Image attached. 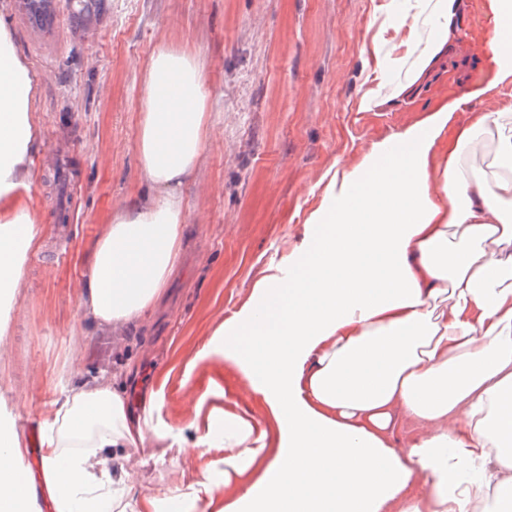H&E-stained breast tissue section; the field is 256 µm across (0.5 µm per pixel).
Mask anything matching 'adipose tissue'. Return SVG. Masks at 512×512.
I'll return each instance as SVG.
<instances>
[{
    "label": "adipose tissue",
    "mask_w": 512,
    "mask_h": 512,
    "mask_svg": "<svg viewBox=\"0 0 512 512\" xmlns=\"http://www.w3.org/2000/svg\"><path fill=\"white\" fill-rule=\"evenodd\" d=\"M454 0H411L386 10L372 38L389 72H422L448 42ZM496 28L486 51L499 80L512 77V0H489ZM423 44L414 61L394 33ZM139 167L157 193L117 209L99 238L81 293L103 325L142 319L166 290L185 230L180 187L212 128L199 56L161 43L143 76ZM36 82L0 21V299L16 295L43 225L22 194L40 141ZM447 109L374 146L333 177L328 206L309 218L303 249L269 267L224 326V356L269 409L271 424L228 410L222 438L172 434L180 456L224 451L219 512H472L487 487L512 498V135L499 169L472 178L465 144L512 125V107L463 129L443 165L435 148ZM132 413L125 386L79 381L54 401L42 430V467L55 512H192L185 493L132 497L130 448L159 419L150 395ZM426 426L404 449L401 420ZM22 450L0 430V512L31 495L14 466Z\"/></svg>",
    "instance_id": "ef3b65f1"
}]
</instances>
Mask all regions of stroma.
Listing matches in <instances>:
<instances>
[{
    "instance_id": "1",
    "label": "stroma",
    "mask_w": 512,
    "mask_h": 512,
    "mask_svg": "<svg viewBox=\"0 0 512 512\" xmlns=\"http://www.w3.org/2000/svg\"><path fill=\"white\" fill-rule=\"evenodd\" d=\"M54 2L45 28L20 14L19 0L4 16L36 79L41 145L27 194L46 233L0 335V412L37 423L70 384L131 364L130 400L161 392V420L186 440L200 426L223 430L229 400L263 416L219 333L266 269L301 249L336 169L441 106L452 112L450 141L512 107V78L495 83L484 55L488 0H454L446 52L402 94L384 80L369 112L359 103L373 86L371 39L390 0ZM162 39L201 56L213 134L183 188V247L167 291L139 326L97 327L79 306L96 241L117 207L154 194L136 141L143 69ZM59 165L70 180L56 185ZM165 445L150 433L131 449L135 494L190 489L205 470L223 479L222 449L161 463Z\"/></svg>"
}]
</instances>
